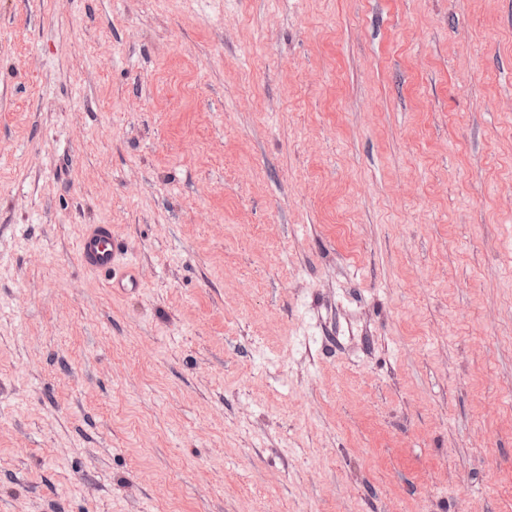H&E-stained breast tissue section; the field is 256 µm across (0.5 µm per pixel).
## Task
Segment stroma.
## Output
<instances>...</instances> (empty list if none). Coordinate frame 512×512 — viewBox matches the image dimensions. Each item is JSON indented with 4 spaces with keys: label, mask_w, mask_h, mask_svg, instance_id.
I'll list each match as a JSON object with an SVG mask.
<instances>
[{
    "label": "stroma",
    "mask_w": 512,
    "mask_h": 512,
    "mask_svg": "<svg viewBox=\"0 0 512 512\" xmlns=\"http://www.w3.org/2000/svg\"><path fill=\"white\" fill-rule=\"evenodd\" d=\"M463 507L512 512V0H0V512ZM118 246L112 239V227L108 224H86L77 243L78 262L84 269L110 275L115 273Z\"/></svg>",
    "instance_id": "1"
}]
</instances>
